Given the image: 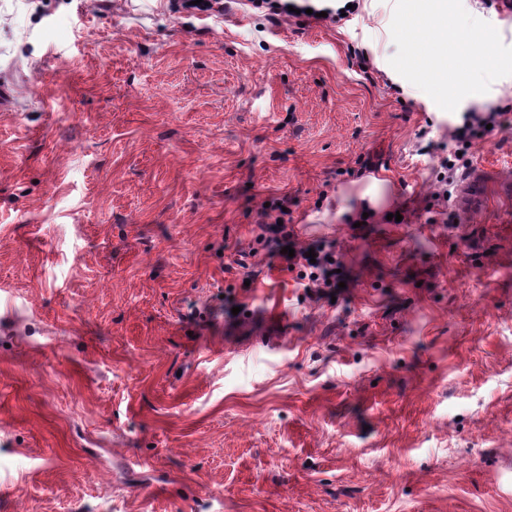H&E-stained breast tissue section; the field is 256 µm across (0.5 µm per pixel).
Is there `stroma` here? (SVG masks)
<instances>
[{
    "label": "stroma",
    "mask_w": 512,
    "mask_h": 512,
    "mask_svg": "<svg viewBox=\"0 0 512 512\" xmlns=\"http://www.w3.org/2000/svg\"><path fill=\"white\" fill-rule=\"evenodd\" d=\"M180 2L0 0V512H512V125L453 228L417 153L512 110V25L451 0L498 34L453 104L406 0ZM283 196L335 300L255 247ZM313 0H301L300 2H303V4H295L294 2H298L296 0H249L248 2L252 3L256 8L260 7H266L272 16H278V15H304L310 18H313L316 21H323L327 19H344V16H341V13H349L352 8L347 9V6H343V9H335L332 7H322L318 8L314 4H311ZM288 6H292L294 9L300 10V14H297L295 12L288 11ZM306 9H312V14L305 13ZM321 12H327V17H316V13Z\"/></svg>",
    "instance_id": "1"
}]
</instances>
